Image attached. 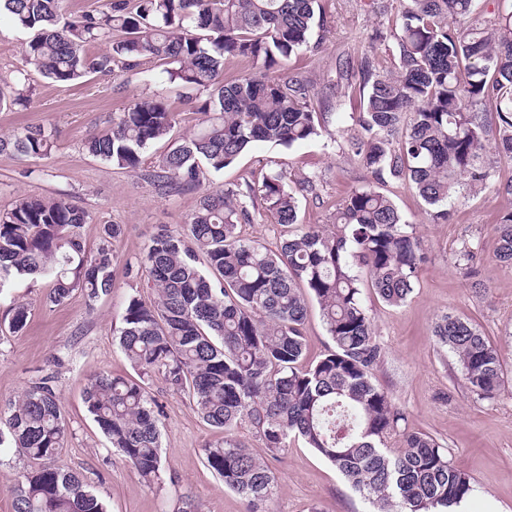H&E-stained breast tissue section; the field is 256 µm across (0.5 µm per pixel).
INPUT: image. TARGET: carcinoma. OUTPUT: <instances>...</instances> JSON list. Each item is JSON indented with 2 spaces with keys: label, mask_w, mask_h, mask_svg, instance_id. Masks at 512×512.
<instances>
[{
  "label": "carcinoma",
  "mask_w": 512,
  "mask_h": 512,
  "mask_svg": "<svg viewBox=\"0 0 512 512\" xmlns=\"http://www.w3.org/2000/svg\"><path fill=\"white\" fill-rule=\"evenodd\" d=\"M320 0H110L102 11L68 12L65 0H0L22 29L34 31L24 60L44 78L74 84L115 69L134 70L145 58L168 65L171 82L206 94L203 128L171 146L151 170L143 155L170 137L176 113L159 95L131 102L112 128L85 141L88 152L138 172L162 194L201 190L212 172L231 165L251 144L290 148L321 137L336 140L303 81L275 80L299 51L316 52L324 27ZM394 26L375 30L372 43L393 41L394 65L375 52L354 69L359 95L353 124L341 130L372 184L351 191L336 231L310 228L276 249L246 241L239 226L261 201L281 225L297 221L294 181L306 190L315 177L292 179L280 170L262 184L233 185L202 194L187 233L159 229L141 257L154 297L129 298L117 330L136 377L101 374L85 389L94 422L124 460L148 483L160 478L161 439L149 388L164 380L187 393L200 418L224 431L203 449L206 466L257 512L274 493L269 467L231 435L249 422L272 453L298 436L333 463L376 512H449L471 496V477L447 449L420 432L399 430L388 393L372 382L383 349L361 302L368 282L389 306L412 293L427 261L419 239L394 201L379 191L389 180L410 182L431 220L446 223L456 197L490 186L487 146L512 160V9L493 25L468 24L477 0H399ZM104 44L95 53L90 47ZM254 70L224 80V58ZM52 131L28 126L0 151L40 156ZM87 213L64 198L24 196L0 213V295L18 278L49 282V302L75 290L95 300L113 285L112 239L106 224L99 244L85 249ZM496 258L512 268V211L496 228ZM319 305L332 348L302 370L308 304ZM7 327L21 333L28 306L13 303ZM437 342L457 357L462 378L478 397L502 382L499 350L472 322L441 316ZM401 437V448H388ZM67 427L55 375L31 383L0 429V447L16 449L29 469L15 485L14 512H108L74 473L55 465Z\"/></svg>",
  "instance_id": "cac0c4a2"
}]
</instances>
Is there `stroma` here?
I'll return each instance as SVG.
<instances>
[{
    "label": "stroma",
    "mask_w": 512,
    "mask_h": 512,
    "mask_svg": "<svg viewBox=\"0 0 512 512\" xmlns=\"http://www.w3.org/2000/svg\"><path fill=\"white\" fill-rule=\"evenodd\" d=\"M373 2L321 0L329 22L321 49L293 55L283 69L284 75L299 76L318 92L319 109L333 131L350 125L357 108L355 100L336 95L335 84L347 82L340 62H356L372 48L381 66L393 64L391 43H371L373 31L389 27L393 15L375 11ZM28 39V32L0 15V92L8 95L21 85L27 89L25 102L0 111V137L40 124L52 130L53 143L38 157L0 153V210L21 196L63 197L89 216L82 230L88 248L97 246L103 225H122L123 233L112 242L111 293L91 301L77 290L54 305L46 300L47 282L21 280L0 296V319L12 302L30 309L21 335L0 338V419L7 418L10 403L40 375L56 370L69 425L59 462L94 491L108 512H181L187 499L201 512H246L242 496L204 464L203 448L220 440V432L200 419L188 397L163 380L151 385L163 457L161 477L151 484L110 448L84 404V390L93 376L133 373L113 333L129 298L148 300L154 291L146 278L127 277L126 267L136 265L160 227L183 232L198 196L161 194L139 175L93 156L83 143L111 128L131 101L152 94L164 97L176 112L175 137L189 136L203 120L197 110L202 96L169 82L164 64L153 59L130 72L95 74L66 87L35 72L22 84L18 78L26 67L22 50ZM281 168L317 177L316 191L297 194L299 219L292 228L297 232L332 229L347 194L371 181L346 144L319 138L290 148L255 143L223 171L210 174L207 187L219 191L232 184H258ZM492 181V190L455 199L445 224L429 223L424 203L409 185L388 184L428 260L401 306H387L368 285L361 294L384 353L373 381L402 414V429L434 438L473 478L476 492L465 502V512H512V268L495 257L496 226L503 213L512 211V195L497 187L512 181V161L494 163ZM466 246L476 252L470 275L457 265ZM446 313L476 324L499 349L504 378L495 398L471 394L456 356L438 345L433 330ZM56 356L62 357L61 366H53ZM233 435L277 479V489L265 504L267 512H372L369 501L303 439L273 454L250 423H239Z\"/></svg>",
    "instance_id": "stroma-1"
}]
</instances>
